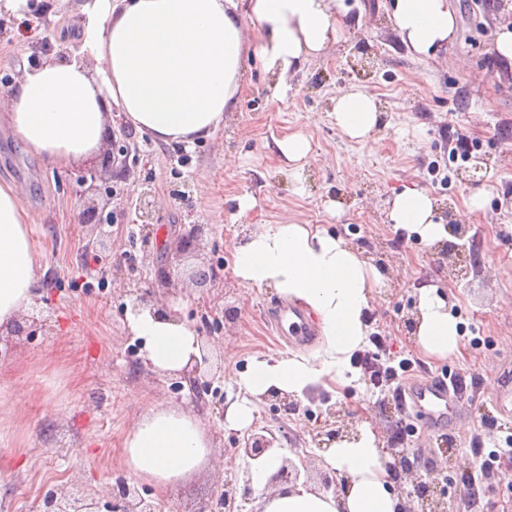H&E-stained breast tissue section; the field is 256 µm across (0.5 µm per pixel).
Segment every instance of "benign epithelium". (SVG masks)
<instances>
[{
    "label": "benign epithelium",
    "mask_w": 512,
    "mask_h": 512,
    "mask_svg": "<svg viewBox=\"0 0 512 512\" xmlns=\"http://www.w3.org/2000/svg\"><path fill=\"white\" fill-rule=\"evenodd\" d=\"M127 178L126 170L121 169L105 177L96 170H88L81 175L80 196L84 199L83 222L86 224H110L112 214H104V208L99 206L97 199L111 200L114 192L117 191L116 182ZM151 193L143 190L139 193L137 216L143 223L152 219L153 202L150 200ZM208 363V356L205 348H200V356L192 358L189 365L181 371V378L184 379L190 390L201 395L209 391L210 379L207 378L202 366ZM273 442L262 433H254L245 441V445L238 449L243 457L255 460L263 456L272 448ZM385 453L392 457V460L385 462L388 471L394 476H406L411 489L406 491L410 498H417L420 509L418 512H446L445 498L448 495L445 487L432 486L426 481L421 471L426 466L418 459L412 461L407 454L399 453L393 448L385 449ZM300 471L293 462L284 463L270 482L273 484H289L299 480ZM250 481L243 478V486L239 487L232 482L224 484V493L217 501L218 512H240L241 506L236 501L246 500L250 495ZM41 512H156V506L150 499L144 498L134 486L121 481L117 484V494L112 500L100 504L94 499L78 497L72 493L57 490L45 492L41 498Z\"/></svg>",
    "instance_id": "benign-epithelium-1"
}]
</instances>
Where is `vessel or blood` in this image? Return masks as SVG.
<instances>
[{"label":"vessel or blood","mask_w":512,"mask_h":512,"mask_svg":"<svg viewBox=\"0 0 512 512\" xmlns=\"http://www.w3.org/2000/svg\"><path fill=\"white\" fill-rule=\"evenodd\" d=\"M408 415L421 431L445 436L453 423L455 409L463 401L461 394L449 389L440 378H424L406 387Z\"/></svg>","instance_id":"b4317fda"}]
</instances>
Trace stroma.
<instances>
[{
    "instance_id": "obj_1",
    "label": "stroma",
    "mask_w": 512,
    "mask_h": 512,
    "mask_svg": "<svg viewBox=\"0 0 512 512\" xmlns=\"http://www.w3.org/2000/svg\"><path fill=\"white\" fill-rule=\"evenodd\" d=\"M338 2L345 8L341 41L290 76L282 97L273 94L276 76L252 65L236 110L225 114L212 139L158 144L113 112L107 136L127 146L130 175L107 205L111 223L79 221L76 180L101 167L103 151L60 169L22 148L0 122V182L19 187L41 256L38 296L26 313L51 311L32 333L0 331V512H32L45 491L61 485L111 500L116 481L130 477L124 440L151 402L197 417L210 439L207 462L191 476L161 489L138 482L158 512L214 507L225 483L244 474L236 464L239 444L263 429L317 490L326 473L322 432L331 413L368 421L386 443L397 416L357 381L309 388L291 411L262 398L244 428L224 419L252 357L318 350L274 326L270 315L283 296L243 282L233 270V242L286 220L343 236L382 273L371 327L390 338L392 352L419 354L406 320L419 289L436 287L459 319L463 339L460 354L425 363L435 373L452 369L482 380L477 396L458 409L454 452L468 458L477 433H512V401L503 398L512 390V75L495 51L500 27L512 22V0H449L455 38L429 57L400 42L389 20L391 0ZM81 7L80 0H27L28 24L12 21L0 32V86L33 66V41L59 48L57 30L64 23L78 29ZM365 54L367 69L353 72L351 62ZM349 87L376 100L382 114L376 149L349 139L334 121L336 93ZM453 131L473 142L469 159H449ZM291 135L311 145L299 181L276 147ZM478 157L487 160L478 174L487 198L471 213L465 173ZM144 178L155 210L147 227L134 208ZM407 187L437 200L438 223L465 213L468 233L456 239V255L440 254L414 234L397 244L391 203ZM246 200L251 208H243ZM189 224L204 225L205 232L183 253L177 239ZM472 238L480 251L469 250ZM208 267L217 268L219 278L198 284L196 272ZM144 293L207 344L218 373L203 399L180 385L178 375L145 363L144 342L127 320ZM499 400L503 409L489 413Z\"/></svg>"
}]
</instances>
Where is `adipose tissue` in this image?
<instances>
[{"label": "adipose tissue", "instance_id": "ef3b65f1", "mask_svg": "<svg viewBox=\"0 0 512 512\" xmlns=\"http://www.w3.org/2000/svg\"><path fill=\"white\" fill-rule=\"evenodd\" d=\"M82 12L80 56L53 57L0 87V105L17 141L62 168L100 148L115 109L134 131L159 143L210 139L238 103L248 57L277 75L276 91L283 95L289 74L342 34L336 0H91ZM391 18L402 44L419 55L446 47L455 30L448 0H393ZM249 25L258 33L252 44L245 34ZM332 115L350 139L375 147L379 113L372 95L338 92ZM435 211L433 197L408 188L394 197L390 218L432 245L448 236ZM232 255L238 278L302 305L324 337L313 359H253L239 382L244 398L225 414L230 424L246 426L265 395L299 396L328 379L346 382L350 358L365 344L366 314L383 277L345 238L308 224L265 225L235 242ZM38 264L18 190L0 182V326L33 304ZM415 321L416 343L427 355L458 353V320L436 289H420ZM128 325L144 339L145 357L159 371H181L199 353L195 331L175 314L137 308ZM209 453L207 434L194 416L153 404L124 444L130 473L162 487L198 471ZM283 460V450L273 448L248 470L261 512H400L370 425L323 453L326 467L343 481L339 494L301 482L269 489Z\"/></svg>", "mask_w": 512, "mask_h": 512}]
</instances>
